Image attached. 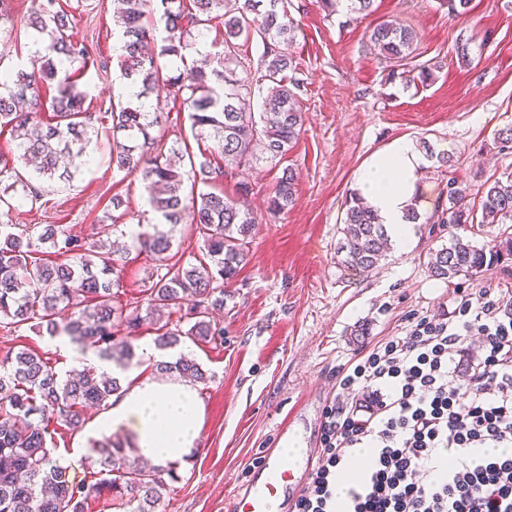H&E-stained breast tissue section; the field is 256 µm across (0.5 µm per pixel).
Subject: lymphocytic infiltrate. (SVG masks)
<instances>
[{"label": "lymphocytic infiltrate", "instance_id": "lymphocytic-infiltrate-1", "mask_svg": "<svg viewBox=\"0 0 512 512\" xmlns=\"http://www.w3.org/2000/svg\"><path fill=\"white\" fill-rule=\"evenodd\" d=\"M472 336L481 356L459 389L453 362ZM338 386L348 401L324 416L296 512H512V297L481 288L448 317L415 318ZM363 448L368 467L337 493L341 467Z\"/></svg>", "mask_w": 512, "mask_h": 512}]
</instances>
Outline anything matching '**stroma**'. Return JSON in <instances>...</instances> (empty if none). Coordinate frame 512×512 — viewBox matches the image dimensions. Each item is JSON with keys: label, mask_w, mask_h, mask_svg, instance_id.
<instances>
[{"label": "stroma", "mask_w": 512, "mask_h": 512, "mask_svg": "<svg viewBox=\"0 0 512 512\" xmlns=\"http://www.w3.org/2000/svg\"><path fill=\"white\" fill-rule=\"evenodd\" d=\"M39 0H0V70L32 67L35 31L27 15ZM70 18L74 40L87 48L78 70L89 111L107 109L123 96L115 46L120 33L112 0H58ZM377 18L414 29L420 41L409 67L437 62L427 86L385 75L366 22L341 9L330 13L320 0H288L297 32L292 51L306 93L303 132L282 166L297 169L294 205L272 214L267 201L282 166L260 161L248 172L250 201L261 223L249 261L231 283L219 319L220 342L185 341L178 351L209 375L200 394L205 406L194 460L168 480L161 512H226L258 467L255 458L279 447L278 428L297 416L296 430L321 446L324 413L336 401V375L376 344L404 335L413 317L442 318L461 296L481 288L512 294V257L484 267L473 280L432 276L431 252L461 236L488 244L497 227L412 225L408 248H390L368 275L338 263L341 219L360 166L399 138L427 144L429 167L423 196L431 208L446 203L449 177L475 188L512 173V152H499L496 137L512 127V0H472L468 17L455 18L440 0H377ZM470 42L471 61L457 46ZM111 129H100L89 165L68 181L51 182L42 200L21 188L0 193L10 202L4 224H59L80 236L112 242L113 195L128 207L124 224H136L149 204L137 178L113 170ZM448 153L451 172L437 156ZM29 348L48 357L58 373L71 363L57 339L30 326L0 329V355ZM56 455L77 475L98 471L99 457L82 432L56 436Z\"/></svg>", "instance_id": "1"}]
</instances>
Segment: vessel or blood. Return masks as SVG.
Here are the masks:
<instances>
[{"instance_id":"obj_1","label":"vessel or blood","mask_w":512,"mask_h":512,"mask_svg":"<svg viewBox=\"0 0 512 512\" xmlns=\"http://www.w3.org/2000/svg\"><path fill=\"white\" fill-rule=\"evenodd\" d=\"M314 449H305L302 456L284 460L277 449L265 455V466L254 480L237 492L229 512H284L291 493L305 482L316 465Z\"/></svg>"}]
</instances>
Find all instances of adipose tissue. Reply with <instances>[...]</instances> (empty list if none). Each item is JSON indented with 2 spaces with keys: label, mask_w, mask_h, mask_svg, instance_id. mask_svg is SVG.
Instances as JSON below:
<instances>
[{
  "label": "adipose tissue",
  "mask_w": 512,
  "mask_h": 512,
  "mask_svg": "<svg viewBox=\"0 0 512 512\" xmlns=\"http://www.w3.org/2000/svg\"><path fill=\"white\" fill-rule=\"evenodd\" d=\"M426 165L427 158L415 143L400 138L375 153L357 176L360 195L377 213L390 241L403 249L411 242L408 212L420 198L419 178ZM142 354L140 364L125 369L97 360L93 353L82 354V361L97 362L121 385L88 434L101 438L121 432L155 466L190 467L204 420L200 388L178 377L162 379L154 374L156 363L172 361L171 353L148 345Z\"/></svg>",
  "instance_id": "obj_1"
}]
</instances>
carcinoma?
Instances as JSON below:
<instances>
[{"mask_svg": "<svg viewBox=\"0 0 512 512\" xmlns=\"http://www.w3.org/2000/svg\"><path fill=\"white\" fill-rule=\"evenodd\" d=\"M166 37L154 53L145 52L154 39L148 25L151 0H117L115 23L123 53L118 66L124 77L148 94L159 83L173 88L188 109L191 128L211 144L202 160L184 170L176 163L179 147L164 152L162 139L150 130L163 128L167 112H147L132 100L119 101L104 112L112 122L111 163L127 175L140 176L147 201L156 215L152 230L129 231L131 248L114 249L100 239L72 235L47 224L31 227L0 225V327L8 330L35 323L50 337L66 336L83 349L127 368L135 356L127 337L146 325L154 343L171 349L185 339L224 340V327L214 313L224 309V288L248 263L249 244L259 221L241 200L251 191L245 177L255 159L254 148L282 160L299 139L305 113V92L296 77L291 51L296 26L284 0H160ZM29 27L48 37L44 55L29 72H0V128H10L18 140L20 159L32 167L21 175L9 160H0V179H12L25 195L43 197L45 184L70 179L88 162L87 146L95 127L84 109L86 92L78 88L72 64L86 60V49L70 34V20L55 0H42L28 17ZM217 22L222 26L223 51L210 70L183 67L163 77L161 60L185 62L194 49L192 30ZM369 39L388 60L410 59L419 42L416 31L389 20L368 29ZM261 41L260 76L252 71L249 50ZM234 171V194L217 182ZM192 182L191 196L184 194ZM298 173L292 167L276 178L269 209L293 205ZM448 206L429 217L417 211L409 219L419 224H505L512 222V174L486 181L472 193L448 177ZM192 211L201 240L202 258L186 265L173 252L172 227ZM344 242L338 264L362 275L381 261L388 235L376 214L354 194L342 219ZM49 245L57 259L43 257ZM512 253V236L494 247L478 248L461 237L431 253L433 276L454 279L480 273L487 257L501 250ZM146 256L156 273L143 282L139 296L119 290L126 267ZM126 335H119L120 328ZM158 373L176 372L204 384L207 374L187 359L159 362ZM120 382L92 366L73 368L60 376L39 353L23 348L0 356V512H87L88 503L111 499L129 512H159L167 484L160 472L140 463L134 449L106 438L92 443L102 469L88 480L72 474L56 457L52 424L72 432L82 429L88 408L107 409Z\"/></svg>", "mask_w": 512, "mask_h": 512, "instance_id": "obj_1", "label": "carcinoma"}]
</instances>
